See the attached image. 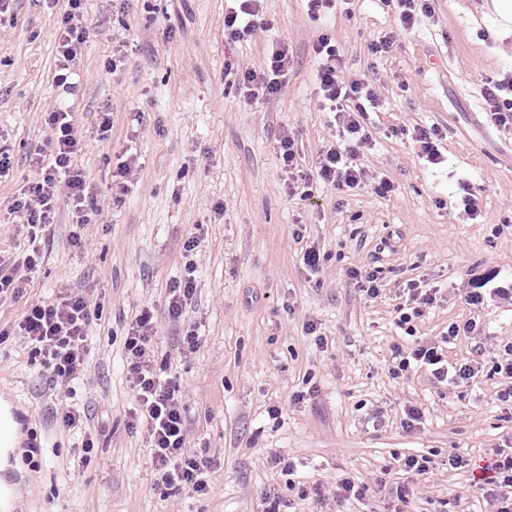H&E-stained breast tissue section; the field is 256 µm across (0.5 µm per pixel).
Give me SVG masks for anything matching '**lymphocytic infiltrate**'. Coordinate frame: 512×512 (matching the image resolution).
<instances>
[{"label": "lymphocytic infiltrate", "instance_id": "1", "mask_svg": "<svg viewBox=\"0 0 512 512\" xmlns=\"http://www.w3.org/2000/svg\"><path fill=\"white\" fill-rule=\"evenodd\" d=\"M60 6L58 65L55 84L63 93L76 89L79 56L86 38L88 20L83 11L84 0H47ZM263 0H229L224 13V37L230 43L251 41L263 23L260 14ZM316 59L314 82L318 103L333 116L337 127L335 142L323 147L311 168H304L302 151L293 131L282 132L277 150L284 172L288 175V194L301 201L315 203L321 189L334 188L348 193L371 188L379 196L392 192V183L384 177L368 174L358 158L372 141L365 124L369 113L379 111L381 100L368 78L344 77L342 58L335 44L327 37L318 38L313 46ZM290 58L286 44L269 46L263 70L243 67L236 72V87L244 99L256 101L277 94L286 82ZM480 93L489 122L512 130V70L486 78ZM49 130L48 159H36L38 176L25 186L13 210L31 231L37 232L53 223L58 197L71 205L72 221L90 223L100 216L102 208L89 190L82 170L74 159L83 147V135L74 124L70 112L59 109L46 114ZM440 290L423 280L410 279L400 288L395 307L396 326L409 336L406 345H394L389 371L393 377L405 378L415 371H425L431 380L451 388L475 381L483 373L499 376L501 387L496 393L499 402L512 406V341L499 344L492 364H485V348L479 340L484 333L479 317L488 302L512 306V282L484 289L478 282H469L464 297L473 315L463 321L449 323L439 336L420 339L415 323L439 301ZM90 296L64 288L55 296L33 300L14 329L0 330V343L10 335L22 337L31 360L52 388L60 390L63 400L57 412L63 427L81 430L83 417L72 400L75 386L89 365L88 340L92 322ZM155 310L142 307L126 327L124 342L128 364V382L135 394L136 408L129 426L143 431L151 448L152 465L166 493L188 488L206 491V475L213 462L206 456L189 453L186 407L179 387L157 367ZM475 340L474 355L463 363L448 360V347L459 338ZM402 477L392 496L393 512H403V504L414 494L419 476L427 474L434 461L426 455L410 454L398 459ZM485 512H512V448H497L490 464L473 476Z\"/></svg>", "mask_w": 512, "mask_h": 512}]
</instances>
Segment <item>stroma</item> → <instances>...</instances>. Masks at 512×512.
I'll use <instances>...</instances> for the list:
<instances>
[{"label": "stroma", "instance_id": "stroma-1", "mask_svg": "<svg viewBox=\"0 0 512 512\" xmlns=\"http://www.w3.org/2000/svg\"><path fill=\"white\" fill-rule=\"evenodd\" d=\"M490 2L434 0L433 19L374 57L368 44L398 27L377 0L338 6L324 24L303 0H264L263 40L240 44L224 39L225 0H86L81 81L65 96L54 83L58 9L14 0L0 22V145L12 156L0 178V253L27 247L11 205L37 175L45 113L69 107L84 135L76 164L93 193H109L124 153L137 154L140 166L122 203L94 223H73L59 201L33 281L0 304V329L65 284L98 305L77 395L95 445L89 462L58 426L56 399L26 344L17 336L0 344V394L20 426L8 457L19 493L13 512H263L269 493L290 512H388L386 484L397 458L410 454L437 466L406 512H482L472 470L512 438V411L494 401L498 377L451 392L422 372L393 378L388 366L393 344L404 340L393 322L403 282L425 279L444 294L417 326L426 338L469 318L463 282L512 278V130L488 122L479 93L483 78L512 68V31L497 26ZM323 35L339 46L344 76H367L383 99L368 116L373 142L361 162L393 183L387 197L330 190L310 205L288 195L276 150L282 129H294L309 162L336 133L313 83L312 47ZM272 41L288 46V82L270 98L245 101L227 66L264 69ZM117 49L123 64L110 76ZM103 111L112 119L104 137ZM418 125L447 130L441 171L421 159L409 135ZM467 191L480 199L481 217L449 223V207ZM76 234L87 252L71 246ZM299 234L320 248L317 274L302 263ZM192 236L201 245L189 252ZM189 263L193 302L172 321L167 288ZM363 265L383 271L385 288L371 301L347 276ZM146 304L160 323L156 358L185 394L192 449L216 461L204 494L154 490L146 438L127 427L134 399L126 325ZM310 321L327 347L307 334ZM191 323L200 344L190 354L183 342ZM311 387L313 398L294 403ZM405 403L421 409L420 429L401 427ZM456 450L468 467L449 468ZM284 460L294 478L282 473ZM344 474L368 486L365 498L336 502L331 489Z\"/></svg>", "mask_w": 512, "mask_h": 512}]
</instances>
